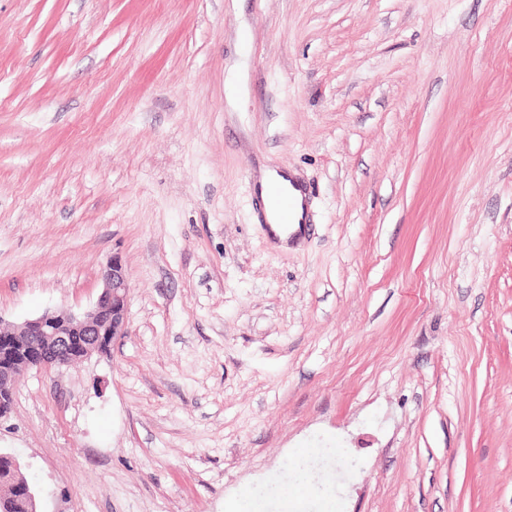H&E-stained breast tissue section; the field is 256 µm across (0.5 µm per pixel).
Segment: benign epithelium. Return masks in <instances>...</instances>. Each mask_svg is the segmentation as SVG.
<instances>
[{
  "mask_svg": "<svg viewBox=\"0 0 512 512\" xmlns=\"http://www.w3.org/2000/svg\"><path fill=\"white\" fill-rule=\"evenodd\" d=\"M103 288L95 305L76 314L69 310L48 311L26 321L0 341V417L10 412L16 373L31 368H52L105 353L127 333L129 284L121 257L114 255L101 272ZM10 476L26 489L24 508L38 512L37 493L8 456Z\"/></svg>",
  "mask_w": 512,
  "mask_h": 512,
  "instance_id": "7a95c632",
  "label": "benign epithelium"
}]
</instances>
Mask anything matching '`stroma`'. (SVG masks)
I'll return each mask as SVG.
<instances>
[{"instance_id":"35a3bbf8","label":"stroma","mask_w":512,"mask_h":512,"mask_svg":"<svg viewBox=\"0 0 512 512\" xmlns=\"http://www.w3.org/2000/svg\"><path fill=\"white\" fill-rule=\"evenodd\" d=\"M115 254L0 420L42 512H512V0H0V321ZM260 196L264 203V218L266 224H271L273 232L281 239L287 240L288 234L296 233L299 230V224L304 222V211L306 207L305 194L299 188L297 182L293 179L292 175L288 172L279 171L265 167L260 172L258 179ZM280 187L287 193L288 190L292 193L295 202V218L294 224L286 228L282 225L278 214L272 209L269 204V195L273 187ZM101 277L102 292L90 310L80 314L65 309L48 311L5 332L10 340L0 341L1 418L10 412L17 371L52 368L106 353L126 335L130 288L121 257L112 255Z\"/></svg>"}]
</instances>
